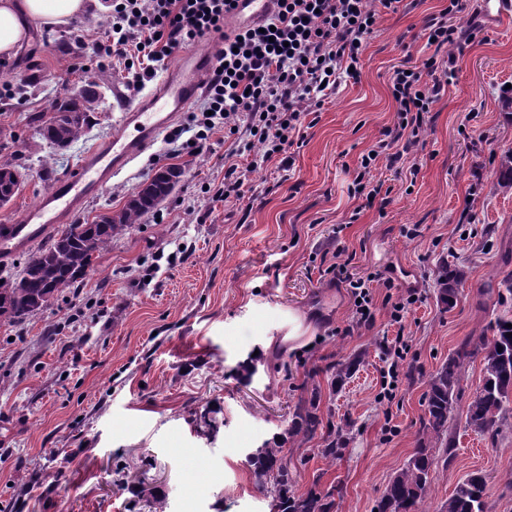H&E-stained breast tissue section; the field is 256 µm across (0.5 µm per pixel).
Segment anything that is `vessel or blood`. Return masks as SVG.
I'll use <instances>...</instances> for the list:
<instances>
[{
    "mask_svg": "<svg viewBox=\"0 0 512 512\" xmlns=\"http://www.w3.org/2000/svg\"><path fill=\"white\" fill-rule=\"evenodd\" d=\"M275 0H236L229 28L254 24L274 10ZM217 44L186 52L136 103L127 107L110 139L96 144L77 167L57 179L37 202L11 223L0 226V261L8 262L72 223L86 202L158 140L178 113L186 111L206 87Z\"/></svg>",
    "mask_w": 512,
    "mask_h": 512,
    "instance_id": "obj_1",
    "label": "vessel or blood"
}]
</instances>
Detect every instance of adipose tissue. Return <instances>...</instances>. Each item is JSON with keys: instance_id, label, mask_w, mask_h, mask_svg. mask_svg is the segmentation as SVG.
I'll return each instance as SVG.
<instances>
[{"instance_id": "obj_1", "label": "adipose tissue", "mask_w": 512, "mask_h": 512, "mask_svg": "<svg viewBox=\"0 0 512 512\" xmlns=\"http://www.w3.org/2000/svg\"><path fill=\"white\" fill-rule=\"evenodd\" d=\"M85 8L86 0H0V57L14 56L29 39L32 25H63Z\"/></svg>"}]
</instances>
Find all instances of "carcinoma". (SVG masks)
Returning a JSON list of instances; mask_svg holds the SVG:
<instances>
[{"instance_id":"carcinoma-1","label":"carcinoma","mask_w":512,"mask_h":512,"mask_svg":"<svg viewBox=\"0 0 512 512\" xmlns=\"http://www.w3.org/2000/svg\"><path fill=\"white\" fill-rule=\"evenodd\" d=\"M84 92L78 96L67 91L55 99L51 116L30 118L35 134L52 146L63 149L77 141L90 125L98 108V82L89 71L82 81ZM183 172L176 166L166 167L144 183L123 207L87 223L68 224L49 243L40 248L27 263L22 275L6 280L0 288V322L18 319L41 311L64 289L74 286L90 267L93 255L138 224L142 218L166 199L180 181ZM496 175L501 184L512 187V150L499 156ZM466 277L462 266H439L436 277L437 299L451 309L459 297ZM512 319L496 318L493 336L467 339L431 372L424 393V413L420 418L421 438L414 453L389 480L377 505L378 512H419L420 504L431 491L430 473L454 458V410L462 401L460 381L467 366L476 358L482 362V385L464 406L466 425L496 442L503 434L512 401ZM365 353L328 364L325 373L329 389L338 392L363 362ZM321 386L314 384L307 396L298 399L289 419L277 438L247 454L254 484L268 498L269 512H333V492L309 490L298 495L293 491L297 471L285 452L286 443L303 445L319 439V453L336 458L346 449L354 422L343 417L339 422L323 420L320 415ZM487 480L473 473L455 486L438 512H485Z\"/></svg>"}]
</instances>
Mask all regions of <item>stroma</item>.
<instances>
[{"mask_svg": "<svg viewBox=\"0 0 512 512\" xmlns=\"http://www.w3.org/2000/svg\"><path fill=\"white\" fill-rule=\"evenodd\" d=\"M87 5L72 25L33 29L16 57L0 63V82L36 84L23 96L0 92V154L26 176L0 209V225L110 139L140 97L123 63L93 46L112 0ZM445 5L420 0L384 15L358 81L323 106L290 170L271 162L250 174L243 202L214 204L203 191L224 177L220 132L213 152L173 162L159 137L87 202L79 217L90 222L121 208L160 167L183 171L138 228L94 255L78 284L22 322L0 324V512H150L155 496L166 512H269L247 452L278 432L311 384L325 382L328 363L360 351L365 360L346 389L321 401L354 421L347 449L332 460L312 441L290 454L295 493L331 490L336 512H374L416 446L428 374L512 309V298L498 300L500 281L512 277V189L495 175L500 154L512 149L501 95L512 84V21L488 23L458 57L417 152L415 181L380 164L373 176L391 189L385 209L357 210L349 193L351 167L395 122L393 66L420 63L426 49L416 34ZM72 28L84 42L70 38ZM89 68L104 105L79 141L52 150L28 118L46 113ZM413 224L418 236H402ZM335 254L356 277L392 268L393 288H373L372 327L349 330V294L325 263ZM442 258L467 271L448 311L436 299ZM410 288L422 298L403 320L408 351L396 396L382 401L389 363L379 345L396 335L383 302ZM249 361L257 371L246 382ZM208 412L219 429L207 436L197 420ZM474 471L488 479L486 512H512V431L494 444L462 425L454 459L432 474L424 512H438Z\"/></svg>", "mask_w": 512, "mask_h": 512, "instance_id": "1", "label": "stroma"}]
</instances>
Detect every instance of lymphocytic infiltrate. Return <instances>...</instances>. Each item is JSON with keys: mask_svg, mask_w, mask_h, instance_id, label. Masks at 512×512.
I'll use <instances>...</instances> for the list:
<instances>
[{"mask_svg": "<svg viewBox=\"0 0 512 512\" xmlns=\"http://www.w3.org/2000/svg\"><path fill=\"white\" fill-rule=\"evenodd\" d=\"M232 2L112 0L106 48L109 56L138 64L133 75L138 82L192 41L223 39L199 106L198 130L188 142L181 130H173L168 154H202L218 131L231 138L233 158L224 164V180L209 189L211 201L227 204L244 199L245 182L257 164L305 145L314 115L343 82L358 80L369 36L382 15L399 12L402 0H277L270 34L255 27L225 33ZM464 9V0H448L438 13L427 16L419 37L428 56L421 65L405 62L394 68L389 84L394 125L359 156L353 170L350 192L364 206H373L382 193V181L372 175L379 159H386L396 172L417 174L418 164L407 158L423 141L429 114L448 90L458 54L482 30L475 22L465 28L454 25V17ZM245 155L250 163L239 166L238 157ZM335 270L353 300V326H372L371 288L376 283L392 287V279L379 274L356 279L341 263Z\"/></svg>", "mask_w": 512, "mask_h": 512, "instance_id": "f902f5d3", "label": "lymphocytic infiltrate"}]
</instances>
